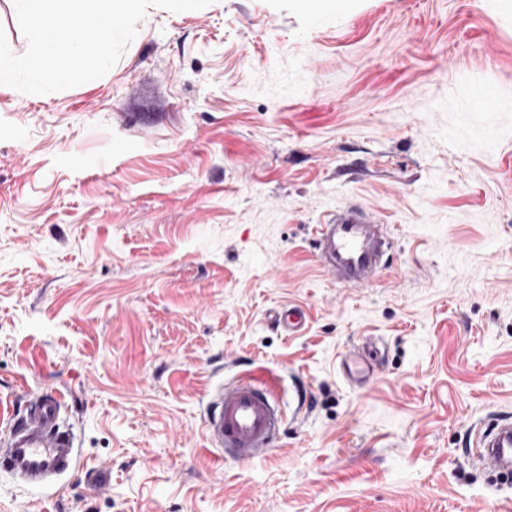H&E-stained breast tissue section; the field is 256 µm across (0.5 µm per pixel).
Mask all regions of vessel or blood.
<instances>
[{"label": "vessel or blood", "mask_w": 512, "mask_h": 512, "mask_svg": "<svg viewBox=\"0 0 512 512\" xmlns=\"http://www.w3.org/2000/svg\"><path fill=\"white\" fill-rule=\"evenodd\" d=\"M314 251L326 280L343 288H369L388 265L394 247L387 224L369 209L347 203L329 210L315 226ZM273 322L298 332L305 324L303 309L283 305L273 310ZM375 339L340 356L341 376L361 388L374 383L380 365L373 356ZM24 416L10 423L6 447L0 448V468L26 485L54 484L78 463L77 438L65 420L63 395L57 390L27 391ZM286 413L274 386L251 376L221 386L208 403L205 434L213 448L238 460L262 457L279 438ZM473 459L483 471L512 477V417L491 415L475 422Z\"/></svg>", "instance_id": "obj_1"}]
</instances>
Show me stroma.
I'll use <instances>...</instances> for the list:
<instances>
[{"mask_svg":"<svg viewBox=\"0 0 512 512\" xmlns=\"http://www.w3.org/2000/svg\"><path fill=\"white\" fill-rule=\"evenodd\" d=\"M346 202L394 228L370 288L314 253ZM251 373L308 411L242 463L204 415ZM27 387L64 393L80 465L0 470V512H512L467 448L512 414V0L151 6L103 77L0 87V439ZM270 315L273 322L288 333L298 332L306 321L305 311L290 305L279 306ZM375 346L376 340L368 337L358 347L341 354L339 369L345 382L361 388L377 380L380 365L373 357Z\"/></svg>","mask_w":512,"mask_h":512,"instance_id":"35a3bbf8","label":"stroma"}]
</instances>
